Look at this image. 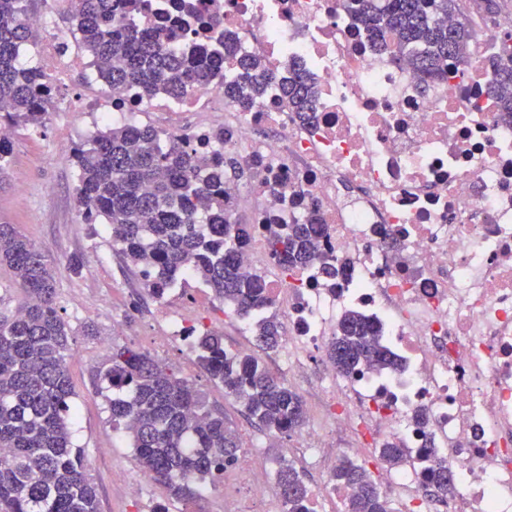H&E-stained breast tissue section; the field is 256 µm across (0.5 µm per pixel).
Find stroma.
Returning a JSON list of instances; mask_svg holds the SVG:
<instances>
[{
	"instance_id": "obj_1",
	"label": "stroma",
	"mask_w": 512,
	"mask_h": 512,
	"mask_svg": "<svg viewBox=\"0 0 512 512\" xmlns=\"http://www.w3.org/2000/svg\"><path fill=\"white\" fill-rule=\"evenodd\" d=\"M72 120L71 113L52 112L44 129L18 128L6 177L0 180V224L14 225L58 270V311L73 329L74 355L66 360L74 391L73 442L89 461L99 512H153L160 505L168 512H186L187 502L171 498L164 485L148 479L128 436L112 424L107 391L97 371L113 349L152 352L154 337L163 332L161 310H191L197 327L220 328L226 351L253 355L302 397L309 429L327 426L319 388L322 373L316 367L298 375L290 372L275 352L256 345L247 318L225 310L197 278L181 280L163 298L150 295L141 269L128 265L113 245L109 225L90 224L82 218L74 168L68 155L59 151ZM74 255L82 259L75 274L66 269ZM89 322L96 325L97 335H84L83 327ZM193 351L192 338L179 337L168 344L164 358L173 372L194 384L209 405L223 411L252 464L272 475L284 459L311 477L331 475L336 460L326 449L296 447L293 437H275L252 424L221 383L201 366L187 367L186 356ZM133 482L142 487L135 499L124 491L125 484Z\"/></svg>"
}]
</instances>
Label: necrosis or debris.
Masks as SVG:
<instances>
[{
	"label": "necrosis or debris",
	"instance_id": "4bbe7bcc",
	"mask_svg": "<svg viewBox=\"0 0 512 512\" xmlns=\"http://www.w3.org/2000/svg\"><path fill=\"white\" fill-rule=\"evenodd\" d=\"M191 2L197 21L172 47L226 36L273 79L299 65L319 93L307 124L276 88L239 110L224 99L228 60L190 96L161 91L147 102L160 135H189L208 164L236 152L252 161V182L232 199L253 213L241 262L261 270L287 325L283 362L306 364L345 311L359 309L398 366L342 376L326 365L332 427L355 422L373 447L408 448L382 487L403 497L404 512H512V120L488 95L491 38L512 32V16L487 23L466 65L448 61L425 84L400 53L379 49L345 0ZM26 21L40 35L33 52L47 111L73 113L89 137L104 118L138 111L133 88L89 99L74 85L92 62L52 30L50 11ZM218 130L220 144L211 140ZM311 212L323 224L321 251L336 260L328 283L314 264L283 274L269 251V224ZM428 453L457 473L441 499L420 493ZM224 475L251 512H264L265 470L232 464Z\"/></svg>",
	"mask_w": 512,
	"mask_h": 512
}]
</instances>
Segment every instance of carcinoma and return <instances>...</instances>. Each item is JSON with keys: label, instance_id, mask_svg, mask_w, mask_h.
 <instances>
[{"label": "carcinoma", "instance_id": "obj_1", "mask_svg": "<svg viewBox=\"0 0 512 512\" xmlns=\"http://www.w3.org/2000/svg\"><path fill=\"white\" fill-rule=\"evenodd\" d=\"M27 0H0V104L15 126H45L44 80L37 69L18 66L30 41ZM459 0H349L352 15L381 47L385 35L410 50L418 74L431 78L454 59L466 63L472 30L458 13ZM143 0H81L77 26L84 51L112 86H131L150 98L163 90L186 97L224 67L227 46L187 55L169 49L170 37L131 21ZM495 80L488 89L496 110L512 118V32L501 37L494 54ZM257 59L243 56L234 79L224 83V98L242 110L263 101L272 78L259 74ZM281 102L307 118L316 111L317 91L301 68L279 84ZM70 161L77 176V198L85 220L110 225L112 243L149 278L150 294L161 298L185 274L211 288L215 298L243 317L254 319L256 344L275 351L281 342L277 315L259 275L238 260L248 225L232 217L230 189L253 178L247 158L229 155L207 176L204 161L187 141H166L149 126L125 124L97 132L74 147ZM317 214L274 231L273 256L285 272L313 261L336 274L319 252ZM8 266L24 292L11 315L0 317V512H98L95 485L84 452L72 446L66 359L71 329L56 308L57 271L39 249L11 224H0V266ZM198 360L213 379L235 396L244 413L270 434H289L306 420L302 398L283 379L251 355L224 350L223 337L203 331L196 337ZM326 355L341 374L365 363L388 370L394 362L374 326L357 311L346 312ZM107 389L112 424L128 434L145 473L164 484L176 500H192L195 485L224 474L237 460L240 440L224 414L208 406L185 378L150 355L124 347L112 350L99 370ZM379 460L391 468L406 459V449L386 442ZM452 469H427L425 486L448 493ZM289 512H303L308 487L299 471L283 462L277 470ZM350 487L343 512H392L389 498L352 459L340 461L330 477Z\"/></svg>", "mask_w": 512, "mask_h": 512}]
</instances>
